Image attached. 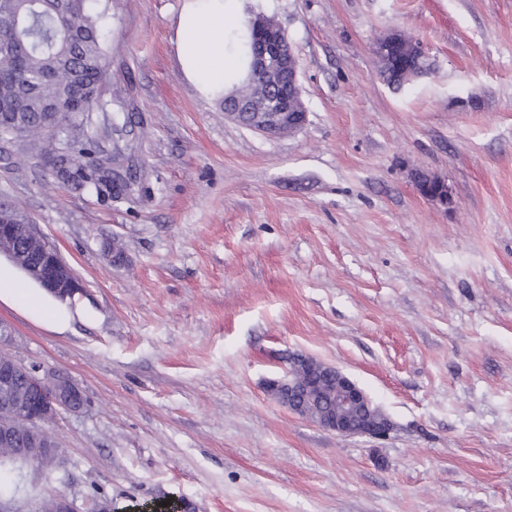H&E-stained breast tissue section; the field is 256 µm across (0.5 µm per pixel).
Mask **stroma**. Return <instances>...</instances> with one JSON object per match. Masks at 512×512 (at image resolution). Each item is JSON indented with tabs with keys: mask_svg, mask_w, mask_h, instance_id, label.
<instances>
[{
	"mask_svg": "<svg viewBox=\"0 0 512 512\" xmlns=\"http://www.w3.org/2000/svg\"><path fill=\"white\" fill-rule=\"evenodd\" d=\"M253 2L298 60L296 134L225 119L183 77L182 0H112L92 158L129 156V190L76 189L0 140V196L94 312L57 334L0 303L7 352L86 400L48 425L60 460L44 498L512 512V0ZM394 30L431 63L397 90L371 52ZM419 171L445 179L448 206L419 193ZM289 352L354 380L387 439L277 403L265 382Z\"/></svg>",
	"mask_w": 512,
	"mask_h": 512,
	"instance_id": "stroma-1",
	"label": "stroma"
}]
</instances>
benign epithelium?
Masks as SVG:
<instances>
[{"instance_id":"7a95c632","label":"benign epithelium","mask_w":512,"mask_h":512,"mask_svg":"<svg viewBox=\"0 0 512 512\" xmlns=\"http://www.w3.org/2000/svg\"><path fill=\"white\" fill-rule=\"evenodd\" d=\"M251 26V76L268 84L275 99L270 109L250 117L240 96L231 93L224 97V116L268 137L293 134L307 120V110L300 100L295 54L278 24L269 25L261 18H254ZM418 186L424 196L448 203V186L444 180L421 173ZM0 254L20 265L33 266L39 282L55 294L72 298L84 293L69 266L33 224L0 222ZM21 379L31 397L29 402L12 396ZM267 389L292 412L338 435L380 438L390 430L387 418L363 389L337 368L309 356L290 357L285 375L268 380ZM0 390L4 392L0 398V447L13 448L21 438L28 437L47 457L55 454L58 443L43 424L62 411L78 413L85 405L81 390L70 380L50 372L42 373L34 366H24L3 352L0 353Z\"/></svg>"}]
</instances>
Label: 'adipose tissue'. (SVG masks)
I'll list each match as a JSON object with an SVG mask.
<instances>
[{"label":"adipose tissue","instance_id":"1","mask_svg":"<svg viewBox=\"0 0 512 512\" xmlns=\"http://www.w3.org/2000/svg\"><path fill=\"white\" fill-rule=\"evenodd\" d=\"M242 0H184L175 44L182 73L198 92L218 97L246 75L242 47L228 38L243 30ZM0 302L28 314L55 332H66L74 320H91L90 308L50 294L11 260L0 258Z\"/></svg>","mask_w":512,"mask_h":512}]
</instances>
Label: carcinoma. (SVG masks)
Returning <instances> with one entry per match:
<instances>
[{
  "label": "carcinoma",
  "mask_w": 512,
  "mask_h": 512,
  "mask_svg": "<svg viewBox=\"0 0 512 512\" xmlns=\"http://www.w3.org/2000/svg\"><path fill=\"white\" fill-rule=\"evenodd\" d=\"M111 0H0V137L29 141L30 147L64 165L61 180L97 190L102 180L92 154L90 115L99 109L97 76L106 62L105 31ZM390 87L403 83L394 63L376 59ZM260 101L265 88L246 79L235 87ZM68 101L62 115L47 104ZM48 465L23 442L0 450V500L40 498Z\"/></svg>",
  "instance_id": "cac0c4a2"
}]
</instances>
